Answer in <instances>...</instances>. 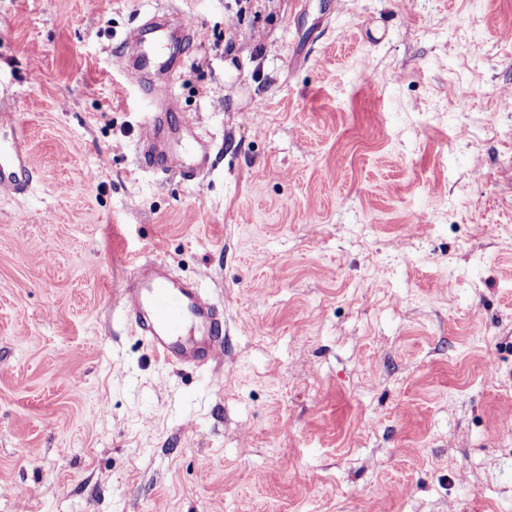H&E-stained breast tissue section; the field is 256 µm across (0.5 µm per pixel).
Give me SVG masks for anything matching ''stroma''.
<instances>
[{
    "label": "stroma",
    "mask_w": 512,
    "mask_h": 512,
    "mask_svg": "<svg viewBox=\"0 0 512 512\" xmlns=\"http://www.w3.org/2000/svg\"><path fill=\"white\" fill-rule=\"evenodd\" d=\"M156 12L195 181L138 167ZM0 109V512H512V0H0ZM130 252L221 361L133 333ZM25 126L17 112L0 113V193L23 194L33 181L25 148ZM132 268L121 292L133 330L165 363L202 366L222 352L224 321L197 281L173 274L163 262L130 256Z\"/></svg>",
    "instance_id": "1"
}]
</instances>
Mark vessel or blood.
<instances>
[{
  "mask_svg": "<svg viewBox=\"0 0 512 512\" xmlns=\"http://www.w3.org/2000/svg\"><path fill=\"white\" fill-rule=\"evenodd\" d=\"M189 28H178L171 16L157 13L132 29L119 54L136 72L148 107L142 121L139 165L142 169L194 180L207 169L212 148L180 114L167 89L154 77L175 71L184 62L183 47L193 41ZM33 167L25 148V126L19 113H0V193H25L33 181ZM131 274L124 284L123 312L133 330L148 341L166 363L202 366L222 351L224 321L206 298L199 282L173 274L163 262L130 256Z\"/></svg>",
  "mask_w": 512,
  "mask_h": 512,
  "instance_id": "1",
  "label": "vessel or blood"
}]
</instances>
